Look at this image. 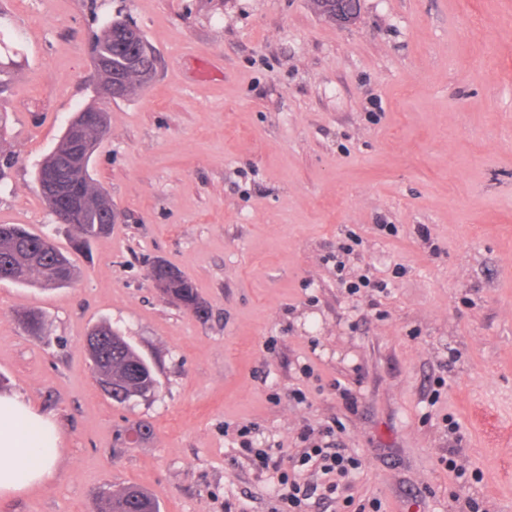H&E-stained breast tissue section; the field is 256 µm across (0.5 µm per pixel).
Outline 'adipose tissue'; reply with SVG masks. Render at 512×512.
<instances>
[{
  "label": "adipose tissue",
  "mask_w": 512,
  "mask_h": 512,
  "mask_svg": "<svg viewBox=\"0 0 512 512\" xmlns=\"http://www.w3.org/2000/svg\"><path fill=\"white\" fill-rule=\"evenodd\" d=\"M60 435L55 422L17 396L0 395V496L48 482Z\"/></svg>",
  "instance_id": "1"
}]
</instances>
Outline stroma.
I'll use <instances>...</instances> for the list:
<instances>
[{"instance_id":"1","label":"stroma","mask_w":512,"mask_h":512,"mask_svg":"<svg viewBox=\"0 0 512 512\" xmlns=\"http://www.w3.org/2000/svg\"><path fill=\"white\" fill-rule=\"evenodd\" d=\"M360 3L341 28L311 0H0V224L69 248L35 173L88 105L108 113L90 172L118 213L67 287L0 282V388L61 435L52 479L0 512H99L129 485L161 512H272L276 469L240 454L239 429L287 468L338 422L363 466L307 512H468L466 495L512 512V0ZM118 16L155 76L101 99L89 45ZM158 260L206 314L154 286ZM361 274L389 294L349 296ZM30 309L41 336L15 320ZM103 322L154 397L100 390L85 340Z\"/></svg>"}]
</instances>
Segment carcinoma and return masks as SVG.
<instances>
[{
    "label": "carcinoma",
    "instance_id": "obj_1",
    "mask_svg": "<svg viewBox=\"0 0 512 512\" xmlns=\"http://www.w3.org/2000/svg\"><path fill=\"white\" fill-rule=\"evenodd\" d=\"M125 23L112 20L101 28L92 47L93 57L112 60V79L122 80L123 96L129 97L148 85L153 78L149 60L143 69L132 76L125 69ZM73 143L68 132H63L58 145L43 159L38 169L60 168L70 162ZM67 184L77 190L79 222L73 225L71 250L63 251L44 235L32 232L18 224H0V271L8 269L11 282L17 285L38 283L44 288H60L71 283L76 274L71 252H86L91 244L105 234L112 225L109 211L104 206L107 194L92 178L89 168L66 167ZM150 277L163 285L161 291L186 308L201 310L195 289L179 271L163 264L152 266ZM20 325L31 335L42 333L43 321L36 311L17 315ZM88 338L95 339L88 356L97 376L112 377V400L128 404L135 399H147L156 391V379L151 366L136 349L112 326L95 327ZM100 512H159L158 503L141 489L127 486L118 492H106L102 497Z\"/></svg>",
    "mask_w": 512,
    "mask_h": 512
}]
</instances>
